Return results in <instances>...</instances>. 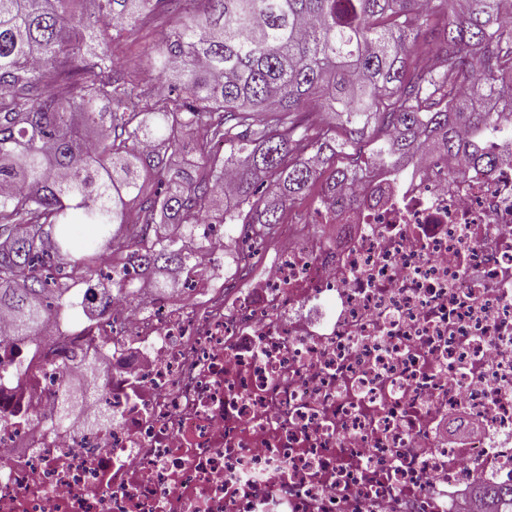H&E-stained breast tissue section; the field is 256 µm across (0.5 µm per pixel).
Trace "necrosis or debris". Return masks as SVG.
<instances>
[{"instance_id":"obj_1","label":"necrosis or debris","mask_w":512,"mask_h":512,"mask_svg":"<svg viewBox=\"0 0 512 512\" xmlns=\"http://www.w3.org/2000/svg\"><path fill=\"white\" fill-rule=\"evenodd\" d=\"M492 140L489 170L379 171L244 283L84 291L32 341L1 309L0 512H482L512 486V132Z\"/></svg>"}]
</instances>
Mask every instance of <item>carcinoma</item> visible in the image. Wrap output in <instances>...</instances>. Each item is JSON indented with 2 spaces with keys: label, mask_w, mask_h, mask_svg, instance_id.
Listing matches in <instances>:
<instances>
[{
  "label": "carcinoma",
  "mask_w": 512,
  "mask_h": 512,
  "mask_svg": "<svg viewBox=\"0 0 512 512\" xmlns=\"http://www.w3.org/2000/svg\"><path fill=\"white\" fill-rule=\"evenodd\" d=\"M83 2L0 0V308L18 336L75 308L80 289L66 284L93 286L109 259L127 296L129 273L197 261L185 240L227 172L224 234L257 236L314 181L298 158L308 149L323 164L343 155L325 188L335 208L405 157L495 163L485 135L503 118L474 104L512 105V0H94L91 14ZM157 12L180 17L151 55L177 95L144 88L115 49L112 30ZM50 72L63 82L54 97ZM308 109L342 113L344 138L308 125ZM197 128L204 137L187 140ZM145 143L189 147L206 169L172 173ZM159 213L171 223L157 226ZM485 498L487 512H512V489Z\"/></svg>",
  "instance_id": "cac0c4a2"
}]
</instances>
